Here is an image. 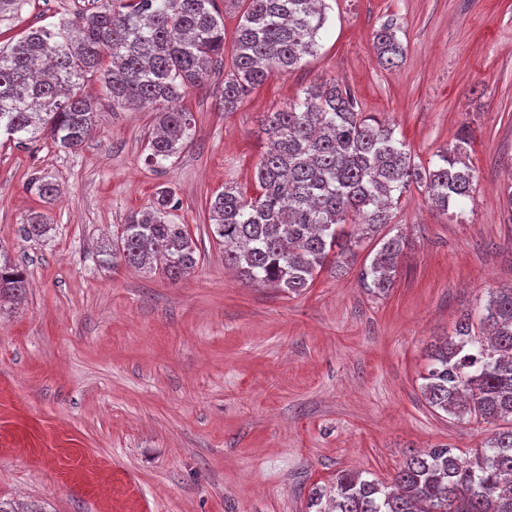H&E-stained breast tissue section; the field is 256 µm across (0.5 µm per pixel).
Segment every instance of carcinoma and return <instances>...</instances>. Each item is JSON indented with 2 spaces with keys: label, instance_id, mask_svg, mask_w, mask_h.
Instances as JSON below:
<instances>
[{
  "label": "carcinoma",
  "instance_id": "1",
  "mask_svg": "<svg viewBox=\"0 0 512 512\" xmlns=\"http://www.w3.org/2000/svg\"><path fill=\"white\" fill-rule=\"evenodd\" d=\"M326 21L325 0H247L218 109L235 111L272 72L316 55ZM373 44L384 66L403 56L392 19L375 30ZM222 57L224 18L216 0H105L74 20L31 28L0 46V135L18 146L49 139L60 149H80L97 112L83 85L96 76L114 109L157 106L146 162L160 166L191 144L193 114L180 102ZM262 125L256 195L226 184L209 203L224 265L252 285L299 294L324 267L353 263L362 242L392 223L393 196L413 185L444 210L475 192L469 133L440 151L433 167L417 164L393 129L359 112L351 91L332 79L267 113ZM31 187L46 204L59 192L46 176ZM176 207L171 190H159L101 246L105 261L173 283L188 275L198 247L188 225L174 222ZM22 231L30 240L45 236L44 214L32 213ZM380 243L361 280L384 295L407 240L395 235ZM26 291L22 266L0 249V300H19ZM422 380L431 407L460 421L505 427L466 462L450 445L411 455L388 483L340 471L329 488L313 493L315 512H512V288L490 292L478 315H461L433 349Z\"/></svg>",
  "mask_w": 512,
  "mask_h": 512
}]
</instances>
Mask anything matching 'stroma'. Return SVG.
<instances>
[{
    "label": "stroma",
    "mask_w": 512,
    "mask_h": 512,
    "mask_svg": "<svg viewBox=\"0 0 512 512\" xmlns=\"http://www.w3.org/2000/svg\"><path fill=\"white\" fill-rule=\"evenodd\" d=\"M92 5L27 0L0 21V43ZM326 5L317 55L236 111H218L225 68L213 67L183 100L193 142L164 167L145 162L148 106L102 107L72 152L0 138V246L28 282L21 302L0 304V499L19 512H308L338 471L384 481L415 452L467 451L495 432L431 408L421 377L462 313L512 287V0ZM389 17L405 55L387 70L373 33ZM322 78L389 123L417 163L473 131V199L443 211L418 189L401 197L384 232L408 249L385 295L360 281L377 240L296 295L245 284L211 234L210 198L255 188L265 113ZM43 174L61 190L49 204L29 185ZM162 188L200 254L175 284L99 253ZM34 211L49 227L29 241Z\"/></svg>",
    "instance_id": "35a3bbf8"
}]
</instances>
